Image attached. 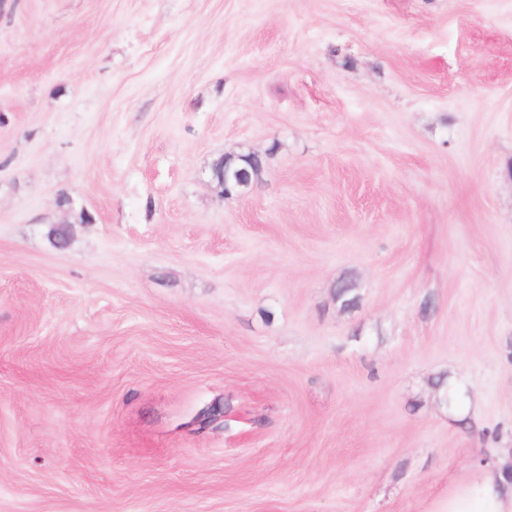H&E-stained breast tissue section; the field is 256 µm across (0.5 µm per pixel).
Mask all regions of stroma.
<instances>
[{
	"label": "stroma",
	"mask_w": 512,
	"mask_h": 512,
	"mask_svg": "<svg viewBox=\"0 0 512 512\" xmlns=\"http://www.w3.org/2000/svg\"><path fill=\"white\" fill-rule=\"evenodd\" d=\"M504 447L512 0H0V512H443ZM224 159L227 160V157L226 156L224 158L222 157L221 160L214 165V167L212 169V179L214 181H216V177L219 175L220 183L218 185L221 188L220 192L223 197L245 196L248 192H243V193L240 192V187H241V185H244V184L243 183L241 184L240 180L242 179V177L238 176L237 174H235L237 177L236 176H234V177L237 180V183L239 186V193L236 195H232L230 193H224L225 183L230 176L229 172L224 171ZM227 162L230 165L243 170L246 173V175L251 179L252 185L258 179V177H259L258 174L260 173L259 169L262 168V159L258 160L256 158H254L251 155V153L239 154V155L235 156L234 158L230 157V158H228Z\"/></svg>",
	"instance_id": "35a3bbf8"
}]
</instances>
